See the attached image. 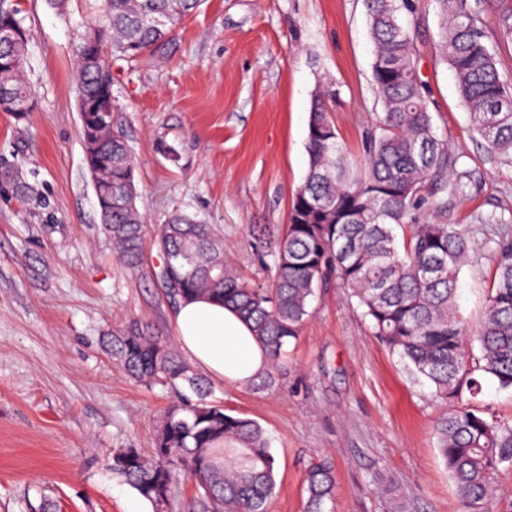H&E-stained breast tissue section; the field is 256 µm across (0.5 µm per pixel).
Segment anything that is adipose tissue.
<instances>
[{"mask_svg": "<svg viewBox=\"0 0 512 512\" xmlns=\"http://www.w3.org/2000/svg\"><path fill=\"white\" fill-rule=\"evenodd\" d=\"M174 327L188 362L214 381L247 385L270 366L251 324L230 305L206 297L184 302L175 311Z\"/></svg>", "mask_w": 512, "mask_h": 512, "instance_id": "obj_1", "label": "adipose tissue"}]
</instances>
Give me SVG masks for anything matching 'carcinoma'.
Segmentation results:
<instances>
[{"mask_svg":"<svg viewBox=\"0 0 512 512\" xmlns=\"http://www.w3.org/2000/svg\"><path fill=\"white\" fill-rule=\"evenodd\" d=\"M202 0H94L106 26L103 47L115 60L165 50L170 34ZM443 24L442 59L453 70L472 131L495 159L512 162V77L495 62L483 27L485 0H438ZM375 47L372 85L382 115L365 136V158L353 164L338 140L331 94L314 98L306 149L308 169L284 225L269 251L268 284L241 277L224 256V232L212 224L176 217L158 226L154 245L159 278L169 302L210 296L233 306L269 350L272 367L307 321L316 291L335 280L348 289L377 336L426 379L446 403L477 396L480 378L512 389V236L494 241L495 275L476 330L456 306L458 275L478 249L470 225L417 222L466 193L470 174L461 155L437 135L425 85L415 61L416 27L401 14L413 0H364ZM22 9L0 0V26L19 36L0 42V98L34 109L22 80L29 38ZM77 86L87 99L106 104L112 71L75 62ZM86 167L92 177L103 229L120 261L143 265L145 225L138 210L134 159L112 116L79 114ZM408 233L398 238L396 229ZM479 354H474L473 343ZM112 360L131 379L172 389L154 448L112 449L108 466L152 506L166 512L179 477L195 483L196 512H268L276 488L275 457L255 420L233 415L209 399V390L176 354L169 340L137 322L111 336ZM439 453L457 485L466 512H492L494 476L512 469V421L473 408H453L437 422ZM304 482L307 512H327L336 477L326 458L313 463Z\"/></svg>","mask_w":512,"mask_h":512,"instance_id":"cac0c4a2","label":"carcinoma"}]
</instances>
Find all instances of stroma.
<instances>
[{
	"label": "stroma",
	"instance_id": "obj_1",
	"mask_svg": "<svg viewBox=\"0 0 512 512\" xmlns=\"http://www.w3.org/2000/svg\"><path fill=\"white\" fill-rule=\"evenodd\" d=\"M30 33L24 79L36 108L0 112V163L31 193L0 181V512H151L113 477L106 455L151 453L172 403L113 365L104 336L133 321L173 336L174 307L149 249L125 269L101 229L84 164L74 49L90 22L85 0L66 12L22 0ZM416 64L440 136L462 155L477 188L422 217L498 227L480 216L512 212V166L472 134L456 78L439 58L440 7L418 0ZM362 0H203L163 54L112 63V122L135 158L137 207L147 227L182 214L224 230V251L247 280L267 282L253 225L287 224L308 167L312 98L336 92L333 118L353 160L381 114ZM495 264L482 249L463 268L458 306L478 327ZM215 400L257 420L276 459L270 512H306L305 472L330 457L332 512H465L438 451L449 407L374 336L349 291L322 289L268 386L215 383Z\"/></svg>",
	"mask_w": 512,
	"mask_h": 512
}]
</instances>
